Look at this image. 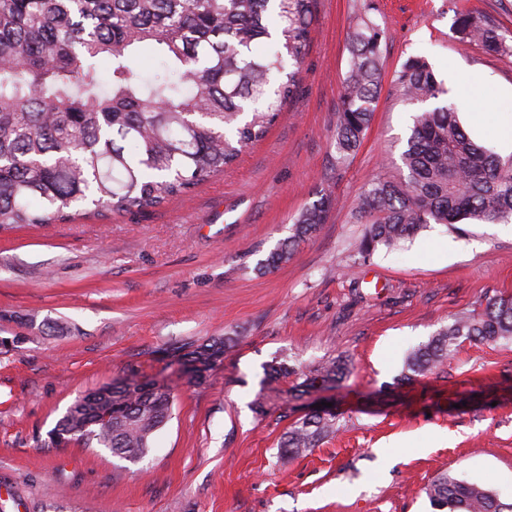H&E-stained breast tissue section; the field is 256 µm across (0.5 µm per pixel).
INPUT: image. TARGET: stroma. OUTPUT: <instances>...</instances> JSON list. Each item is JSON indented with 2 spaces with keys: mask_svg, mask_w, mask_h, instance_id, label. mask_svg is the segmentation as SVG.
<instances>
[{
  "mask_svg": "<svg viewBox=\"0 0 512 512\" xmlns=\"http://www.w3.org/2000/svg\"><path fill=\"white\" fill-rule=\"evenodd\" d=\"M361 0H317L296 93L267 136L188 196L160 207L0 230V512H434L438 473L512 499V342L465 344L439 371L398 382L406 352L451 317L512 295V224H434L367 263L353 211L366 184L404 177L414 106L383 85L345 162L333 146ZM386 74L424 57L476 140L512 155V54L461 41L456 11L512 32V0H371ZM337 197L288 264L254 267L319 192ZM236 343L196 383L166 349ZM342 357L335 389L301 398L263 366ZM137 368L171 387L172 416L146 458L48 447L75 398ZM342 415L306 457L278 459L287 426L316 404Z\"/></svg>",
  "mask_w": 512,
  "mask_h": 512,
  "instance_id": "35a3bbf8",
  "label": "stroma"
}]
</instances>
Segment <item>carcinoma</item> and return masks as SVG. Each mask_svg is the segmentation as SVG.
<instances>
[{"label":"carcinoma","mask_w":512,"mask_h":512,"mask_svg":"<svg viewBox=\"0 0 512 512\" xmlns=\"http://www.w3.org/2000/svg\"><path fill=\"white\" fill-rule=\"evenodd\" d=\"M315 0H0V229L57 224L105 209L140 213L185 196L263 140L294 96ZM461 38L488 54L508 49L501 30L471 11L455 19ZM385 31L369 21L350 35L334 147L344 162L371 125L382 83ZM108 64L102 73L101 64ZM401 100L419 104L401 153L407 175L377 177L361 194L356 222L368 225L356 254L368 262L432 224L512 223V155L503 158L464 129L429 64L408 58L395 72ZM335 206L322 193L293 219L291 234L256 263H287ZM512 341V298L490 297L405 356L411 382L441 369L462 343ZM233 339L175 348L200 383ZM336 358L304 370L263 366L262 388L336 387ZM172 389L124 378L78 396L50 434L53 447L105 448L137 462L171 416ZM321 409L290 423L280 455L304 456L336 433ZM437 512H512L491 484L443 473L423 488Z\"/></svg>","instance_id":"carcinoma-1"}]
</instances>
